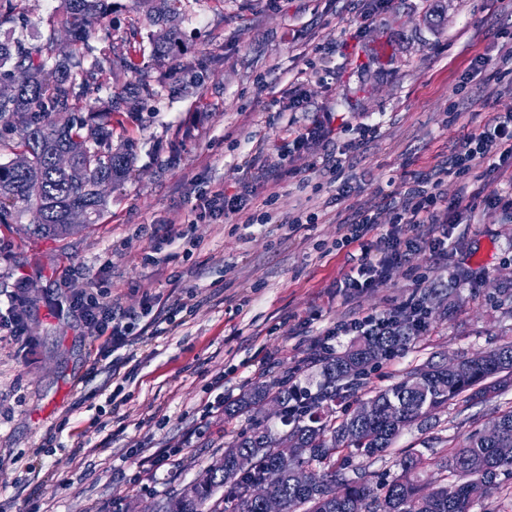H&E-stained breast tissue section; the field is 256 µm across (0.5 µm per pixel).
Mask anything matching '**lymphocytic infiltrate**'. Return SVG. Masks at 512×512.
Returning <instances> with one entry per match:
<instances>
[{
    "label": "lymphocytic infiltrate",
    "mask_w": 512,
    "mask_h": 512,
    "mask_svg": "<svg viewBox=\"0 0 512 512\" xmlns=\"http://www.w3.org/2000/svg\"><path fill=\"white\" fill-rule=\"evenodd\" d=\"M472 175L481 181L484 175H512V113L498 115L468 132L459 149L445 166L430 170L423 178L406 183L386 198L388 220H381L378 209L357 212L346 221L337 248L359 245L360 255L337 286L344 297L386 281L390 267L412 264L421 249L431 256L447 259L456 250V226L474 223V209L463 198H448L442 185L448 178ZM251 201L238 191L214 190L200 198L197 210L216 218L238 217L251 223ZM89 335L103 338L105 349L119 350L133 345L143 329L139 314L104 303L92 294L71 301ZM425 294H412L391 310L358 315L339 321L315 343V351L327 353L335 341L345 336L384 335L400 320L409 321L415 335H422L427 324Z\"/></svg>",
    "instance_id": "lymphocytic-infiltrate-1"
}]
</instances>
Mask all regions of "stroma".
Segmentation results:
<instances>
[{"instance_id":"obj_1","label":"stroma","mask_w":512,"mask_h":512,"mask_svg":"<svg viewBox=\"0 0 512 512\" xmlns=\"http://www.w3.org/2000/svg\"><path fill=\"white\" fill-rule=\"evenodd\" d=\"M113 3L89 43L102 51L112 36L131 42L138 69L97 73L98 95L137 98L143 77L155 89L135 111L112 114L113 145H133L130 176L109 189L97 223L66 238L29 236L27 214L0 224V311L18 304L25 319L23 335L0 331V512H145L264 423L260 412L218 415L197 433L217 377L232 371L237 392L288 375L315 389L319 375L307 359L327 328L387 311L413 292L434 293L426 331L371 370L356 398L431 357L512 340V223L488 205L507 179L482 183L476 221L457 227L447 264L420 252L348 301L336 283L351 263L334 247L350 212L445 160L491 113H512V75L492 66L512 32V0H391L364 29L347 0H183L184 41L161 60L131 0ZM59 4L19 0L28 24L0 20V39L39 42ZM322 56L326 71L302 78ZM479 59L486 65L477 75ZM297 88L306 110L290 104ZM319 112L335 117L334 144L294 160L292 174L249 178L255 161L270 172L283 167L290 130ZM363 123L378 125L376 138L349 149ZM330 152L341 155L340 172L324 166ZM224 186L250 194L271 223L196 218L197 198ZM311 214L315 222L305 223ZM165 225L173 241L157 243L153 233ZM458 269L466 278L450 281ZM93 289L128 310L150 294L174 306L167 333L142 336L116 377L91 372L100 341L67 309ZM511 405L512 389L451 401L396 445L423 452L420 478L436 486L440 458ZM51 429L53 445L45 441ZM187 438L185 453L131 485L139 460Z\"/></svg>"}]
</instances>
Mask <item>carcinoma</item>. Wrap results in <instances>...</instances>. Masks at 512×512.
Returning a JSON list of instances; mask_svg holds the SVG:
<instances>
[{
  "instance_id": "cac0c4a2",
  "label": "carcinoma",
  "mask_w": 512,
  "mask_h": 512,
  "mask_svg": "<svg viewBox=\"0 0 512 512\" xmlns=\"http://www.w3.org/2000/svg\"><path fill=\"white\" fill-rule=\"evenodd\" d=\"M182 0H134L136 9L159 27L152 35V52L164 58L182 42ZM112 14V0H61L60 24L71 35L73 49L65 55L54 50L56 29L44 41L26 44L20 39L0 40V83L11 82L15 93L0 98V224H19L23 213L33 215L25 231L33 236L65 238L80 227L95 224L106 208L98 195L99 181L114 184L130 173L132 153L126 145L112 148L108 119L95 122L80 115L93 108L95 72L108 68H134L126 55L94 54L88 38L94 26ZM62 150L74 152L84 169L81 181L73 180L55 164ZM415 340L409 330L387 336H362L348 349L310 357L320 381L303 409L290 415L288 404L296 394L288 378L269 385H256L224 406L233 419L260 410L271 400L280 408L285 429L255 427L241 433L224 450L204 486L191 485L160 503L165 512H263L253 489L267 483L287 505V512H472L476 500L471 491L485 487L481 499L508 490L500 476L512 477V407L501 411L499 439L490 442L480 431L467 435L443 457L441 468L451 474V483L431 490L420 483L421 452H396L401 473L377 490L356 473L349 474L350 458L387 456L401 432L417 420L445 408L461 397L469 402L491 390L512 386V341L493 349L461 354L458 373L450 376L446 363L428 360L367 400L379 406L370 419L359 420L356 410L336 414V404L345 401L358 381L382 359L408 348ZM397 412L401 426L385 420L387 411ZM297 440L309 449L293 467L318 466L325 471L317 487L298 485L292 474L279 467L281 445ZM224 494L213 496L218 489Z\"/></svg>"
}]
</instances>
